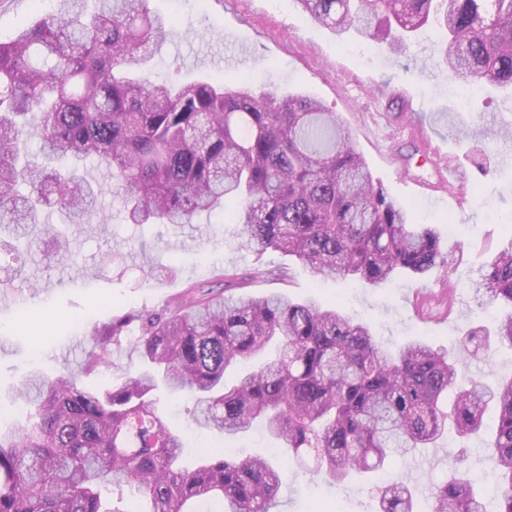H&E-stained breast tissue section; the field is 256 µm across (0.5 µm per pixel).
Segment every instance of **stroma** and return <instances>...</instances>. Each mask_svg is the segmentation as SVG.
<instances>
[{"label":"stroma","mask_w":512,"mask_h":512,"mask_svg":"<svg viewBox=\"0 0 512 512\" xmlns=\"http://www.w3.org/2000/svg\"><path fill=\"white\" fill-rule=\"evenodd\" d=\"M150 6L173 20L166 43L148 64L152 80L245 79L257 88L313 95L352 131L374 180L391 198L412 206L415 223L437 228L444 247L455 254L453 264L377 287L317 281L288 255L259 256L240 248L238 228L224 212L196 216L189 224L125 223L120 195L105 171L94 170L104 185L101 207L109 230H100L95 214L70 227L69 261L46 263L41 244H33L20 279L0 289V425L24 421L26 405L4 393L29 371L70 372L100 390L121 385L129 352H112L108 368L86 372L92 327L121 310L166 308L192 286L213 297L312 296L368 321L386 347L419 338L452 348L460 328L473 319L468 286L506 242L504 223L512 219V163L500 160L512 151V91L464 95L453 89L433 28L419 32L406 53L395 56L353 34L336 37L302 13L296 0H150ZM57 8V0H0V42L13 41ZM479 125L495 130V137L473 136ZM145 248L161 258L162 268L147 270ZM270 264L291 265L290 279L259 277ZM450 281L457 290L448 304L444 285ZM20 308L27 315L21 325L15 321ZM161 404L186 435V462H196L203 450L227 447L241 457L270 456L286 475L279 512H374L377 506L381 477L335 484L324 473L286 464L261 430L227 440L194 425L192 401L165 398ZM457 452L450 438L416 453L397 450L388 458L387 474L413 483L423 507L435 485L457 471L492 491L487 462L471 455L456 468Z\"/></svg>","instance_id":"obj_1"}]
</instances>
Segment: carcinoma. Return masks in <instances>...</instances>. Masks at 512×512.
Segmentation results:
<instances>
[{
	"label": "carcinoma",
	"instance_id": "obj_1",
	"mask_svg": "<svg viewBox=\"0 0 512 512\" xmlns=\"http://www.w3.org/2000/svg\"><path fill=\"white\" fill-rule=\"evenodd\" d=\"M61 0L57 12L0 43V224L18 236L48 207L70 224L96 211L93 160L123 200L128 224H189L226 208L241 246L280 251L315 278L371 286L448 263L439 231L377 186L340 117L304 94L230 88L221 78L174 86L137 65L170 20L150 0ZM316 24L400 53L428 24L442 29L453 83L512 90V0H296ZM40 142L37 162L25 151ZM509 244L473 281V301L500 308L495 330L460 331L451 349L412 340L390 352L371 326L315 298L281 294L175 301L94 327L89 370L126 345L139 365L100 391L62 374L23 377L25 422L0 428V512H274L281 478L265 457L211 455L180 465L183 441L158 393L187 395L194 423L234 436L260 422L290 460L310 458L334 481L383 469L389 452L431 448L448 432L490 464L488 501L455 476L431 493V512H512V377L473 376L469 358L512 348ZM252 370L229 385L241 361ZM454 400L445 402L448 391ZM415 489L377 488V512H416Z\"/></svg>",
	"mask_w": 512,
	"mask_h": 512
}]
</instances>
